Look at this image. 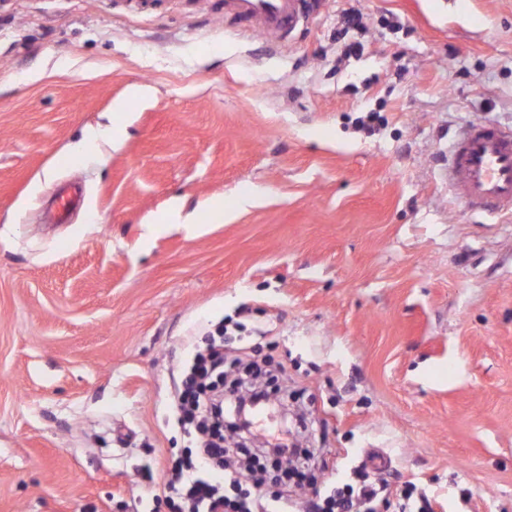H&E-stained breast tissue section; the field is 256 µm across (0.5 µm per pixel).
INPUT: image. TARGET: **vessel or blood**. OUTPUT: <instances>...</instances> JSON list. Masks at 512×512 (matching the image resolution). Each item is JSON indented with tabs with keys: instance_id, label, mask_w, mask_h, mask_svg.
<instances>
[{
	"instance_id": "vessel-or-blood-1",
	"label": "vessel or blood",
	"mask_w": 512,
	"mask_h": 512,
	"mask_svg": "<svg viewBox=\"0 0 512 512\" xmlns=\"http://www.w3.org/2000/svg\"><path fill=\"white\" fill-rule=\"evenodd\" d=\"M321 0H224V15L255 31L288 40ZM448 177L471 209L512 213V133L484 122L470 124L448 158Z\"/></svg>"
}]
</instances>
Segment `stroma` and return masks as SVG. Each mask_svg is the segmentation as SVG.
<instances>
[{
  "label": "stroma",
  "mask_w": 512,
  "mask_h": 512,
  "mask_svg": "<svg viewBox=\"0 0 512 512\" xmlns=\"http://www.w3.org/2000/svg\"><path fill=\"white\" fill-rule=\"evenodd\" d=\"M223 2L0 0V512H171L217 335L325 461L301 490L266 465V501L377 449L380 512L410 483L512 512V219L445 178L462 127L512 129V0H324L285 42Z\"/></svg>",
  "instance_id": "35a3bbf8"
}]
</instances>
